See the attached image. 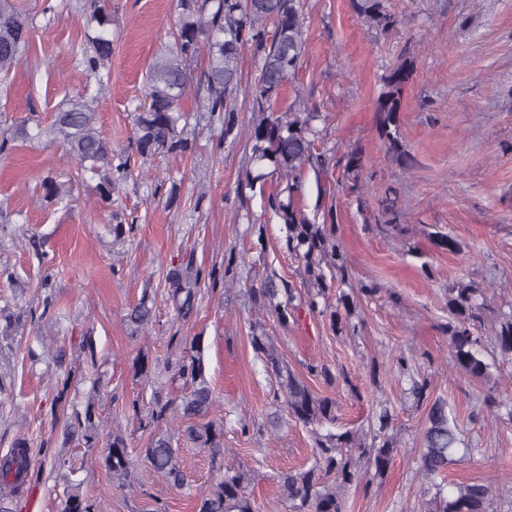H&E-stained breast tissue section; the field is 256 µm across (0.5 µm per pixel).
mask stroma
Returning a JSON list of instances; mask_svg holds the SVG:
<instances>
[{
    "label": "stroma",
    "mask_w": 512,
    "mask_h": 512,
    "mask_svg": "<svg viewBox=\"0 0 512 512\" xmlns=\"http://www.w3.org/2000/svg\"><path fill=\"white\" fill-rule=\"evenodd\" d=\"M12 2L33 28L28 53L0 91V141L7 143L0 150V308L8 313L0 320V374L9 381L0 392V456L20 435L36 446L60 436L52 355L62 345L76 369L69 401L84 407L98 389L100 433L121 429L132 468L130 487L121 489L100 449H62L67 468H34L28 494L6 502L7 512H61L71 481L104 512H194L186 490L144 460L148 433L136 417L154 392H182L169 376L147 380L132 371L137 354L165 357L176 334L199 347L216 399L211 416L224 421L221 463L180 448L190 486H209L220 467L244 465L252 474L245 492L259 512H289L278 477L311 465L314 438L275 402L276 379L251 346L256 328L315 393L335 397L340 426L369 432L380 401L394 412L393 462L384 478L348 488L346 512H428L434 496L417 473L427 409L407 392L395 364L401 353L426 378L429 396L448 401L468 449L449 466L448 480L493 483L497 512H512V422L482 408L490 391L512 400V360L496 359L490 382L469 378L448 357L447 333L448 289L456 282L512 311V0H385L395 19L386 30L358 16L354 0H303L305 48L279 105L319 115L313 126L325 162L303 168L294 202L311 223L332 226L346 250L347 270L332 288L353 303L343 333L304 307L279 322L249 295L268 278L306 295L285 226L269 206L285 182L248 177L258 56L247 50L241 59L232 135L198 111L204 64L195 61L181 99L192 151L143 157L135 118L150 63L173 45L178 0H110L112 62L97 74L80 54L93 0ZM406 60L414 73L399 114L405 165L380 137L374 105L385 76ZM76 100L94 110L102 136L130 160L131 176L108 203L98 176L81 171L62 140L37 135ZM354 153L355 170L348 166ZM46 179L63 183L68 197L47 196ZM388 189L397 196L399 235L382 211ZM117 222L132 227L120 240L108 230ZM440 232L460 251L439 248ZM33 235L41 253L28 244ZM189 256L200 277L194 311L183 321L165 277L170 263ZM47 268L53 277L45 287ZM145 295L156 317L135 335L123 316ZM87 333L92 359L81 349ZM313 365L328 367L335 384L311 375Z\"/></svg>",
    "instance_id": "stroma-1"
}]
</instances>
